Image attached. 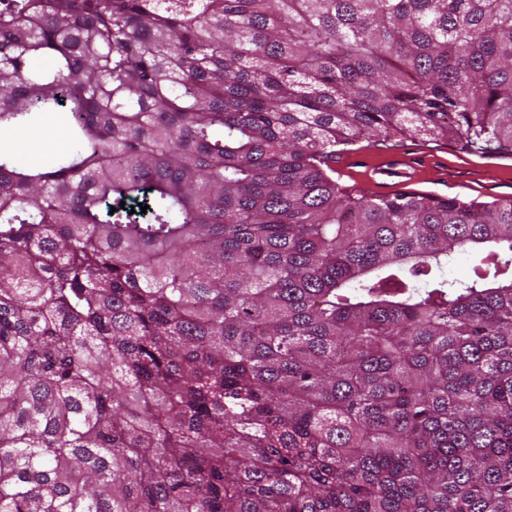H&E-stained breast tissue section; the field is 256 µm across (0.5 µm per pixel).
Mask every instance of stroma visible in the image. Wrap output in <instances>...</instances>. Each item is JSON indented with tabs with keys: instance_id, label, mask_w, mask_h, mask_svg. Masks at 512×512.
<instances>
[{
	"instance_id": "1",
	"label": "stroma",
	"mask_w": 512,
	"mask_h": 512,
	"mask_svg": "<svg viewBox=\"0 0 512 512\" xmlns=\"http://www.w3.org/2000/svg\"><path fill=\"white\" fill-rule=\"evenodd\" d=\"M61 114L44 118L41 135L32 136L17 129L0 136V153L13 156L27 167L48 164L70 149L71 143L62 132ZM406 160L411 181L378 176L393 153ZM336 179L345 186L364 188L377 195L403 191H419L439 197H460L481 201L512 200V155L486 157L461 149L443 139L395 138L386 142L351 146L336 158Z\"/></svg>"
}]
</instances>
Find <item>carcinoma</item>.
Listing matches in <instances>:
<instances>
[{"label": "carcinoma", "instance_id": "cac0c4a2", "mask_svg": "<svg viewBox=\"0 0 512 512\" xmlns=\"http://www.w3.org/2000/svg\"><path fill=\"white\" fill-rule=\"evenodd\" d=\"M48 112L68 152L0 154V512H512V200L333 177L512 154V0H0V132ZM336 158V180L344 186L364 188L377 195L419 191L439 197L512 200V155L486 157L467 153L455 142L430 138H395L386 142L358 143ZM404 156L414 179H382L374 172L388 157Z\"/></svg>", "mask_w": 512, "mask_h": 512}]
</instances>
